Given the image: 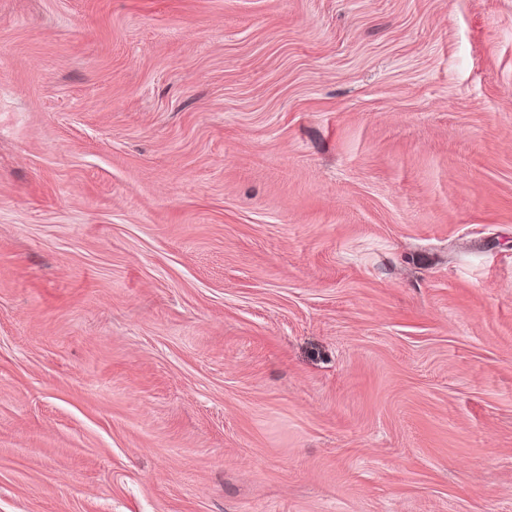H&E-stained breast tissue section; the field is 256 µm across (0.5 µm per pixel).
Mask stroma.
I'll return each mask as SVG.
<instances>
[{
	"mask_svg": "<svg viewBox=\"0 0 512 512\" xmlns=\"http://www.w3.org/2000/svg\"><path fill=\"white\" fill-rule=\"evenodd\" d=\"M0 512H512V0H0Z\"/></svg>",
	"mask_w": 512,
	"mask_h": 512,
	"instance_id": "stroma-1",
	"label": "stroma"
}]
</instances>
